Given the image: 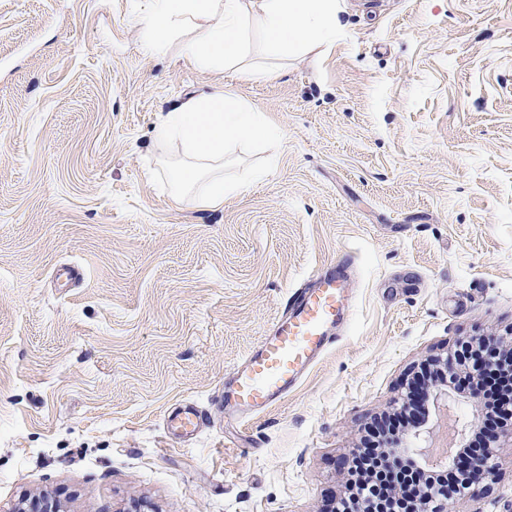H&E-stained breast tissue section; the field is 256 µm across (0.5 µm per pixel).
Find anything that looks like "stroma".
I'll return each instance as SVG.
<instances>
[{
    "instance_id": "obj_1",
    "label": "stroma",
    "mask_w": 512,
    "mask_h": 512,
    "mask_svg": "<svg viewBox=\"0 0 512 512\" xmlns=\"http://www.w3.org/2000/svg\"><path fill=\"white\" fill-rule=\"evenodd\" d=\"M150 0H0V512H329L422 366L512 334V0H340L261 83L148 52ZM282 141L222 207L177 201L155 126L217 87ZM353 314L286 399L224 384L323 266ZM206 424L182 438L169 417ZM498 477L452 512H512Z\"/></svg>"
}]
</instances>
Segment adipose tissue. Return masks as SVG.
Instances as JSON below:
<instances>
[{
	"instance_id": "obj_1",
	"label": "adipose tissue",
	"mask_w": 512,
	"mask_h": 512,
	"mask_svg": "<svg viewBox=\"0 0 512 512\" xmlns=\"http://www.w3.org/2000/svg\"><path fill=\"white\" fill-rule=\"evenodd\" d=\"M338 11V0H152L142 23L152 53H165L181 38L185 56L195 66L261 81L268 70L245 63L254 50L279 59L333 43ZM154 139L181 151L173 166L177 196L209 209L222 206L227 196L246 193L269 174L257 168L247 178L226 179L227 143L272 144L280 134L263 112L218 89L167 112Z\"/></svg>"
}]
</instances>
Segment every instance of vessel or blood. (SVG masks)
Returning <instances> with one entry per match:
<instances>
[{"label": "vessel or blood", "instance_id": "obj_1", "mask_svg": "<svg viewBox=\"0 0 512 512\" xmlns=\"http://www.w3.org/2000/svg\"><path fill=\"white\" fill-rule=\"evenodd\" d=\"M349 313L346 277L318 272L312 287L292 296L271 334L234 371L224 387V407L248 416L285 399L333 343L331 329Z\"/></svg>", "mask_w": 512, "mask_h": 512}]
</instances>
